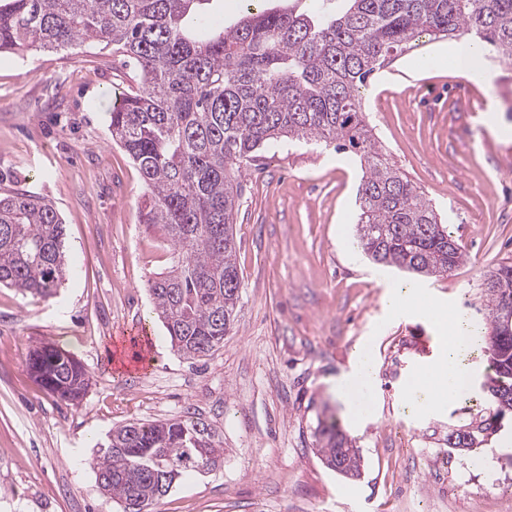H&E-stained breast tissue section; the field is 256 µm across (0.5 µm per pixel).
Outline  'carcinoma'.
<instances>
[{"label": "carcinoma", "instance_id": "obj_1", "mask_svg": "<svg viewBox=\"0 0 512 512\" xmlns=\"http://www.w3.org/2000/svg\"><path fill=\"white\" fill-rule=\"evenodd\" d=\"M211 0H0V53L105 43L138 66L137 88L112 105L110 132L137 164L142 223L171 247L149 281L172 347L195 360L224 345L242 288L233 224L238 180L255 153L283 138L322 141L364 163L356 241L375 263L444 276L465 253L417 187L388 161L366 121L362 90L420 37H474L486 60L512 63V0H294L224 26L197 6ZM64 227L53 204L16 191L0 197V284L44 297L66 278ZM487 332L477 345L492 375L488 406L448 432L449 450L479 448L512 414V263L486 278ZM63 402L90 376L69 352L30 354ZM317 451L345 478L362 456L334 420L319 424ZM221 441L203 422H129L112 429L94 469L100 491L123 506L156 504L183 476L213 470Z\"/></svg>", "mask_w": 512, "mask_h": 512}]
</instances>
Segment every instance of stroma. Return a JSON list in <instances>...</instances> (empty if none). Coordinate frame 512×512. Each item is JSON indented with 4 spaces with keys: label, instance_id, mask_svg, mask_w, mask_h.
Masks as SVG:
<instances>
[{
    "label": "stroma",
    "instance_id": "obj_1",
    "mask_svg": "<svg viewBox=\"0 0 512 512\" xmlns=\"http://www.w3.org/2000/svg\"><path fill=\"white\" fill-rule=\"evenodd\" d=\"M422 40L368 85L363 103L384 152L436 207L465 260L420 279L438 302L483 327L484 280L512 262V65H484L490 89L457 75ZM137 81L111 48L0 55V196L26 190L64 224L68 272L55 295L0 287V512H122L100 492L93 460L132 421L208 424L223 464L191 472L155 512H503L512 504V418L475 451L448 433L485 402L483 352L465 395L413 410L406 383L434 366L436 317L386 309L408 275L350 256L363 175L322 144L261 150L244 168L234 226L242 288L223 347L188 360L153 312L149 279L170 264L140 212L144 183L113 143V99ZM377 376L372 411L353 417L337 391L361 345ZM69 351L91 376L67 404L29 370L34 349ZM332 415L363 456L346 480L315 453Z\"/></svg>",
    "mask_w": 512,
    "mask_h": 512
}]
</instances>
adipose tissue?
Listing matches in <instances>:
<instances>
[{
    "label": "adipose tissue",
    "mask_w": 512,
    "mask_h": 512,
    "mask_svg": "<svg viewBox=\"0 0 512 512\" xmlns=\"http://www.w3.org/2000/svg\"><path fill=\"white\" fill-rule=\"evenodd\" d=\"M447 337L446 349L432 370V385L422 387L415 403L416 409L431 408L437 399L453 398L459 395L467 374L457 360L475 337L472 327L459 319H453L443 327ZM376 365L371 351L360 347L352 369L342 379L339 390L353 406L357 416H364L370 410L369 390L373 384Z\"/></svg>",
    "instance_id": "1"
}]
</instances>
